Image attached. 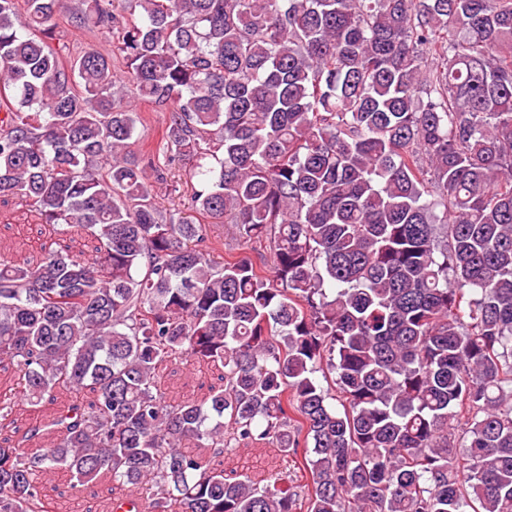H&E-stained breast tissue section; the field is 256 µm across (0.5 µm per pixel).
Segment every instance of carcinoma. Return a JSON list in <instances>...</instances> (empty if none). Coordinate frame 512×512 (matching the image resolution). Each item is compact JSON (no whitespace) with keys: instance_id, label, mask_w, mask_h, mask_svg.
<instances>
[{"instance_id":"carcinoma-1","label":"carcinoma","mask_w":512,"mask_h":512,"mask_svg":"<svg viewBox=\"0 0 512 512\" xmlns=\"http://www.w3.org/2000/svg\"><path fill=\"white\" fill-rule=\"evenodd\" d=\"M10 199L0 512H62L53 476L111 479L101 512H512V0H0ZM249 444L304 494L212 468ZM57 25L58 30L61 31V34L64 36L63 40L61 42H65V45H67V48L72 49L74 46L79 45H86V44H93L96 47L104 50V51H111L112 50V59H118L119 60V54L117 50L118 46V39L117 35H114V37H110L108 39H103L100 36L95 38L83 31L74 29L73 26H71V23L69 21V13L68 12H62L57 19ZM131 104L135 107V112L150 118L148 128L144 130V136L149 142L156 145L158 141V129L161 127L162 123V113L154 112L149 103L141 100L131 99ZM24 202L18 199L10 200L8 204L0 205V237L3 240H10L16 237L17 228L14 224H32L27 226V230L30 236L37 235V229L35 218L27 211ZM4 216L6 218H4ZM6 219H10L13 225H6ZM235 227L233 224H214L210 229L212 246L215 248V254L222 249L224 243V253L230 248H242L239 241L236 240ZM168 384L174 391L184 392L188 395H193L197 398H202L208 393V390L212 387H219L223 384L220 380V373L215 370H205L202 374L195 376L194 378L188 377V371L183 365H174L168 372ZM189 383L187 387H184V383Z\"/></svg>"}]
</instances>
